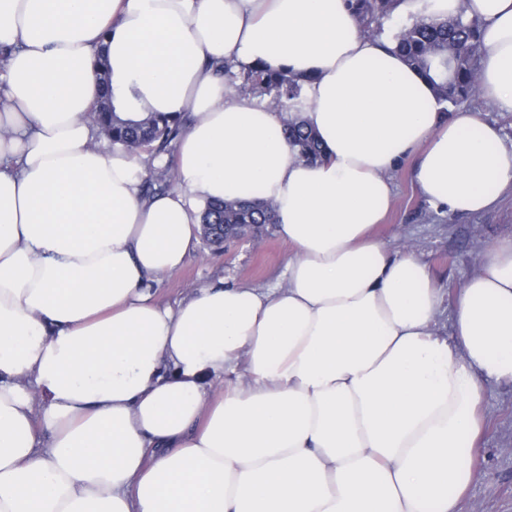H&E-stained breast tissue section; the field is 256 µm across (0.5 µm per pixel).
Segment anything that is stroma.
<instances>
[{"mask_svg":"<svg viewBox=\"0 0 512 512\" xmlns=\"http://www.w3.org/2000/svg\"><path fill=\"white\" fill-rule=\"evenodd\" d=\"M413 160L391 174L394 193L389 212L376 230L388 248L410 246L431 272L444 304L437 328L448 333L454 296L480 265L486 246L512 236V188L501 192L486 213L451 218L423 201L414 189ZM290 248L275 231L261 241L240 240L224 249L198 246L184 266L160 281L161 302L171 303L190 289L217 282L243 287L267 286L280 279ZM484 432L470 451L473 472L463 512H512V386L491 385L483 397Z\"/></svg>","mask_w":512,"mask_h":512,"instance_id":"obj_1","label":"stroma"}]
</instances>
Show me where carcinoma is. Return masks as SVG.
<instances>
[{
	"mask_svg": "<svg viewBox=\"0 0 512 512\" xmlns=\"http://www.w3.org/2000/svg\"><path fill=\"white\" fill-rule=\"evenodd\" d=\"M361 30L373 37L380 34L384 18L396 11L400 0H349ZM397 51L408 65L420 70L431 80L441 101L453 106L470 99L475 93V78L483 50L480 22L459 14L443 23L416 21L396 36ZM96 74L101 95L91 109L93 125L110 141L121 145L130 154L143 159L148 177L143 196L154 197L175 185L172 164L157 167L154 161L170 153L183 125V118L150 113L140 122L121 119L112 103V78L108 59H97ZM246 81L253 87L274 94L279 108L288 112L300 98L304 80L284 71L272 72L262 66L247 69ZM283 135L288 144L306 161L324 158L317 135L295 116L283 121ZM277 223L276 216L258 199L235 202H213L203 216L202 241L208 247L222 248L227 241L245 231L261 232Z\"/></svg>",
	"mask_w": 512,
	"mask_h": 512,
	"instance_id": "cac0c4a2",
	"label": "carcinoma"
}]
</instances>
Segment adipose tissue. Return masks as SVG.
Listing matches in <instances>:
<instances>
[{
  "label": "adipose tissue",
  "instance_id": "1",
  "mask_svg": "<svg viewBox=\"0 0 512 512\" xmlns=\"http://www.w3.org/2000/svg\"><path fill=\"white\" fill-rule=\"evenodd\" d=\"M482 22V95L512 112V0H403ZM0 512H462L487 384H512V238L442 295L374 236L414 158L448 216L512 188V145L361 33L347 0H0ZM107 45L123 117L188 112L177 186L141 200L136 157L87 114ZM306 80L283 115L205 69ZM271 203L291 248L272 288L153 285L212 201ZM288 144L306 161H319L324 158L322 145L317 135L298 117L286 118L283 131Z\"/></svg>",
  "mask_w": 512,
  "mask_h": 512
}]
</instances>
